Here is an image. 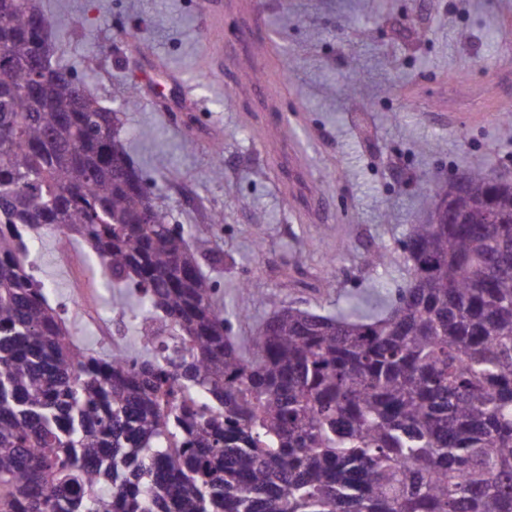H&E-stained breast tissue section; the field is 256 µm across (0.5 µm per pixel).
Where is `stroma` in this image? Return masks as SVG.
Returning <instances> with one entry per match:
<instances>
[{"instance_id": "stroma-1", "label": "stroma", "mask_w": 512, "mask_h": 512, "mask_svg": "<svg viewBox=\"0 0 512 512\" xmlns=\"http://www.w3.org/2000/svg\"><path fill=\"white\" fill-rule=\"evenodd\" d=\"M212 2L38 0L62 60L118 110L157 205L199 239L219 303L247 307L239 343L280 305L327 313L377 277L401 286L400 265L365 259L427 219L421 181L474 167L512 181V0ZM280 124L287 139L268 143ZM59 251L43 234L33 260L73 335L100 352L114 323L123 351L140 347L90 248Z\"/></svg>"}]
</instances>
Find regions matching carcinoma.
Returning <instances> with one entry per match:
<instances>
[{
  "instance_id": "obj_1",
  "label": "carcinoma",
  "mask_w": 512,
  "mask_h": 512,
  "mask_svg": "<svg viewBox=\"0 0 512 512\" xmlns=\"http://www.w3.org/2000/svg\"><path fill=\"white\" fill-rule=\"evenodd\" d=\"M51 27L0 0V512H512V186L422 183L450 216L410 225L396 293L282 305L243 348ZM47 230L170 341L88 352L34 273Z\"/></svg>"
}]
</instances>
